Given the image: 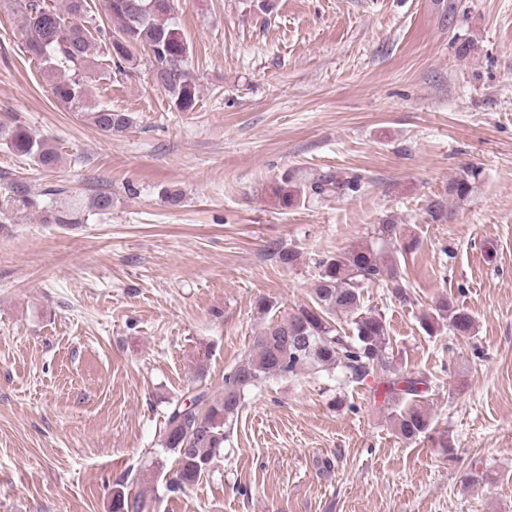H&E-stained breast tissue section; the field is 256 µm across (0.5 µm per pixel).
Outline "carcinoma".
<instances>
[{"instance_id": "cac0c4a2", "label": "carcinoma", "mask_w": 512, "mask_h": 512, "mask_svg": "<svg viewBox=\"0 0 512 512\" xmlns=\"http://www.w3.org/2000/svg\"><path fill=\"white\" fill-rule=\"evenodd\" d=\"M21 15L28 54L40 61L51 82L56 102L78 112L97 130L114 135L126 131L132 118L87 101L86 78L97 48L121 68L137 62L144 51L153 83L168 95L181 112L194 109L198 84L188 66L189 46L176 23L175 0H103L107 21L97 19L89 0H64L63 11L48 7L46 0H11ZM0 141L15 153L33 159L46 171L60 163L58 151L48 138L36 136L21 124H0ZM480 177L468 169L448 182V195L466 198ZM363 185L353 172H319L300 179L286 169L275 187L281 207L292 208L308 199L330 201L352 197ZM112 209V194L99 192L87 201L72 199L44 206L28 183L16 174H0V224L20 214L38 211L46 224H78L87 210ZM380 245L369 243L330 255L318 263L311 305L269 321L254 336L250 354L224 374V392L215 398L205 390L171 404L159 436L161 448L177 462L167 491L183 492L197 482L212 460L224 451L231 427L238 419L247 394L272 378L287 379L305 370L340 373L349 382L379 376L384 399L393 402L417 396L426 379L398 374L387 352V328L382 315L360 312L362 288L382 283L400 298H407L406 282L396 254L415 249V241L404 240L401 227L392 218L375 228ZM352 318V334L339 331L336 317ZM463 336L474 330L471 314L445 304L422 319L430 336L441 327ZM430 414L412 408L396 418L397 432L413 439L428 431ZM158 500L116 489L112 512H157Z\"/></svg>"}]
</instances>
